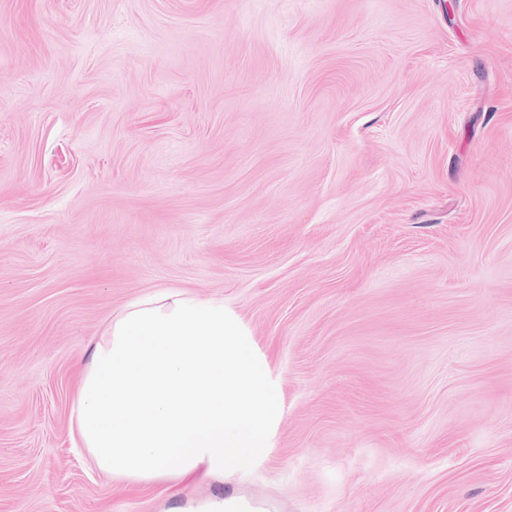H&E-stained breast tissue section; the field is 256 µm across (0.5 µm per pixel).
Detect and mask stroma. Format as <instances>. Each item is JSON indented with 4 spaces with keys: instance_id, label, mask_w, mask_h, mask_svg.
<instances>
[{
    "instance_id": "35a3bbf8",
    "label": "stroma",
    "mask_w": 512,
    "mask_h": 512,
    "mask_svg": "<svg viewBox=\"0 0 512 512\" xmlns=\"http://www.w3.org/2000/svg\"><path fill=\"white\" fill-rule=\"evenodd\" d=\"M174 289L271 451L111 479L95 337ZM512 512V0H0V512ZM262 510L244 497L230 496L221 502H200L187 512H260Z\"/></svg>"
}]
</instances>
